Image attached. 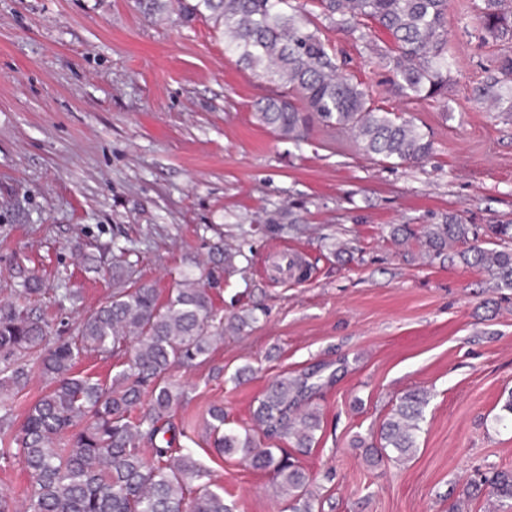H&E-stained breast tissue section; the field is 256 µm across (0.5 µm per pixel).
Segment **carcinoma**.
Segmentation results:
<instances>
[{"label":"carcinoma","mask_w":512,"mask_h":512,"mask_svg":"<svg viewBox=\"0 0 512 512\" xmlns=\"http://www.w3.org/2000/svg\"><path fill=\"white\" fill-rule=\"evenodd\" d=\"M192 20H211L224 34V53L258 77L280 85L275 98L255 105V118L277 136L299 145L314 123L352 134L374 160L419 163L432 150L426 134L410 120L384 112L369 91L341 70L335 49L319 34L324 18L357 34L370 21L391 39L385 66L404 94L430 99L448 85V0H177ZM484 29L497 40L512 41V0L475 4ZM492 93L495 103L512 112V58L503 62ZM488 248L471 225L450 214L428 229L421 241L440 256L458 244L463 260L512 287V224H491ZM131 271L115 274L112 294L85 316L71 335L47 346L44 323L16 302L0 305V397L17 395L34 372L49 380V391L13 428L0 415V434L8 438L0 460L15 459L28 475L24 512H236L214 487L210 470L189 448L171 454L170 413L186 401L185 390L169 380L176 368L204 362L224 339V314L193 270L182 273L179 288L166 301L157 288L131 280ZM126 359L110 384L75 373L89 354ZM314 373L276 378L253 411L261 438L226 429L224 408L213 406L206 428L218 456L239 452L251 467L272 474L289 512H313L312 481L283 443L308 454L318 442L320 416L312 399L322 385ZM149 408L138 411L144 395ZM427 394L409 390L379 428L370 456L405 459L417 450ZM488 493L512 500V470L484 480Z\"/></svg>","instance_id":"1"}]
</instances>
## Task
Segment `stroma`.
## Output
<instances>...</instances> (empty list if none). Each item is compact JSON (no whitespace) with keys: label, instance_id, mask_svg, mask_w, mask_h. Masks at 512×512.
<instances>
[{"label":"stroma","instance_id":"35a3bbf8","mask_svg":"<svg viewBox=\"0 0 512 512\" xmlns=\"http://www.w3.org/2000/svg\"><path fill=\"white\" fill-rule=\"evenodd\" d=\"M466 0H449L454 65L438 100L402 96L371 45L329 22L323 39L376 106L410 116L434 151L419 164L371 160L349 135L314 128L294 144L260 125L277 88L224 54L211 21L176 5L149 17L135 0H0V304L16 265L42 282L27 303L53 336L70 335L112 292L115 247L134 280L168 297L182 270L208 271L215 243L247 256L213 283L225 315L254 312L207 362L173 372L187 402L170 421L238 512H285L264 471L217 458L205 421L255 433L252 412L275 377L311 369L334 382L314 400L323 512H501L465 499L467 484L512 469V288L460 258H425L393 243L454 213L479 227L512 218V112L481 90L512 44L493 40ZM277 223H268V216ZM345 242L336 255L332 245ZM299 256L306 279L290 276ZM253 372L242 382L234 374ZM428 394L418 449L369 462L372 442L406 391Z\"/></svg>","mask_w":512,"mask_h":512}]
</instances>
